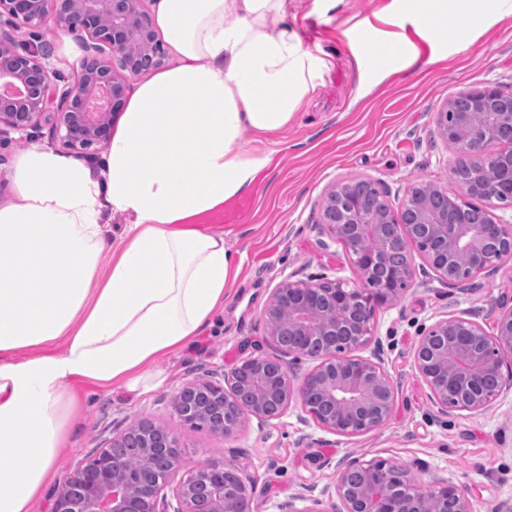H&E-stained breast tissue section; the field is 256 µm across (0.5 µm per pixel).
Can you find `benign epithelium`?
Returning <instances> with one entry per match:
<instances>
[{
	"instance_id": "7a95c632",
	"label": "benign epithelium",
	"mask_w": 512,
	"mask_h": 512,
	"mask_svg": "<svg viewBox=\"0 0 512 512\" xmlns=\"http://www.w3.org/2000/svg\"><path fill=\"white\" fill-rule=\"evenodd\" d=\"M1 17L0 127L48 122L77 155L110 137L130 80L164 64L142 0H0ZM49 20L76 35L84 51L61 88L43 63L44 50L19 47L12 35ZM435 124L458 153L456 165L473 171L472 183L450 190L425 182V191L411 188L396 209L370 179L329 190L321 224L343 243L364 287L324 275L282 281L264 312L275 354L250 356L220 380L183 384L174 407L184 424L231 437L245 418L263 425L293 402L334 434L384 423L394 403L392 383L355 351L371 341L375 308L394 301L413 278L412 250L448 283L474 279L512 257V223L482 191L488 175L512 186V93L492 85L462 90L436 113ZM369 238L380 246L366 247ZM284 329L294 336L286 349L278 341ZM302 361L314 366L297 383L290 364ZM414 363L441 411H485L512 387V306L501 304L492 335L463 317L436 321L417 342ZM133 435L146 461L135 474L117 454ZM179 462L178 438L141 419L55 490L53 512H251L255 485L236 463L207 462L181 475ZM333 493L330 508L316 500L302 512H474L465 489L440 480L422 486L410 469L381 458L348 459L336 470Z\"/></svg>"
}]
</instances>
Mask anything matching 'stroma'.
Instances as JSON below:
<instances>
[{"label":"stroma","instance_id":"stroma-1","mask_svg":"<svg viewBox=\"0 0 512 512\" xmlns=\"http://www.w3.org/2000/svg\"><path fill=\"white\" fill-rule=\"evenodd\" d=\"M392 0H293V25L305 49L330 53L315 93L288 128L269 139L244 132L253 151L275 147L253 193L228 213L210 217L205 231L223 234L241 268L224 294V314L186 348L157 363L161 387L133 399L84 384V422L73 433L57 471L63 485L107 447L113 434L147 418L174 433L183 467L230 460L256 486L253 512H301L321 498L346 459L387 458L408 467L419 484L443 479L466 485L475 512H512V390L484 412L466 417L441 413L414 365V347L436 321L463 317L494 331L499 302L512 297V259L458 285L441 282L423 262L403 294L377 308L374 335L364 357L380 364L394 387L392 411L374 431L335 435L307 420L300 405L261 425L246 420L231 438L185 425L172 399L193 379H219L241 360L270 352L263 312L285 279L324 275L356 282L344 245L321 229V203L334 185L352 178L381 183L391 206L420 182L453 185L457 155L438 136L433 121L456 92L486 85L512 92V14L494 0H480L481 16L467 42L455 35L431 43L412 20L386 23ZM367 21L396 32L417 49L412 62L383 75L359 58L349 30ZM17 39L50 47L51 74L70 77L83 51L54 23L24 28ZM40 146L61 150L49 126L0 133V168L11 170L21 152Z\"/></svg>","mask_w":512,"mask_h":512}]
</instances>
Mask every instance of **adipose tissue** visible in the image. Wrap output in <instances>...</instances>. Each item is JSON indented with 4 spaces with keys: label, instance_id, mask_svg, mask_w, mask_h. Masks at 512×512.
<instances>
[{
    "label": "adipose tissue",
    "instance_id": "adipose-tissue-1",
    "mask_svg": "<svg viewBox=\"0 0 512 512\" xmlns=\"http://www.w3.org/2000/svg\"><path fill=\"white\" fill-rule=\"evenodd\" d=\"M426 40L469 36L475 12L448 0H393ZM292 0H156L176 58L141 82L99 165L35 147L13 166L0 205V512H34L81 423L82 381L140 398L161 384L145 366L193 342L224 307L235 256L199 223L249 196L271 137L316 90L326 58L305 50ZM351 31L381 71L412 54L399 36ZM125 216L109 241L105 218ZM111 250L112 263L99 259Z\"/></svg>",
    "mask_w": 512,
    "mask_h": 512
}]
</instances>
